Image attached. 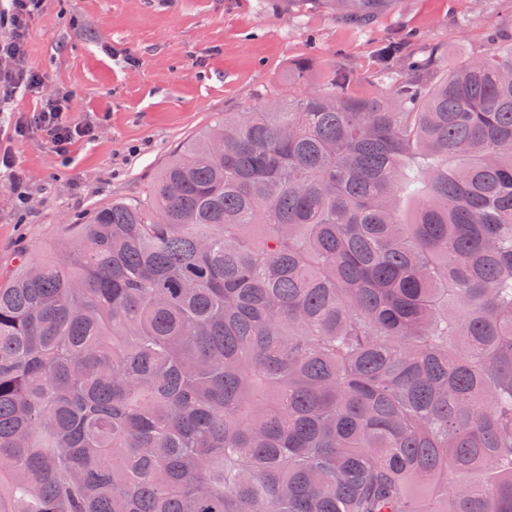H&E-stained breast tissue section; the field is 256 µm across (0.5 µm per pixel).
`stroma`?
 Instances as JSON below:
<instances>
[{"label": "stroma", "instance_id": "1", "mask_svg": "<svg viewBox=\"0 0 512 512\" xmlns=\"http://www.w3.org/2000/svg\"><path fill=\"white\" fill-rule=\"evenodd\" d=\"M497 29L512 31V0H402L364 29L313 0L291 10L281 0H45L28 39L43 93L13 109L63 96L70 119L96 136L61 155L37 131L11 142L27 181L19 193L0 177V267L62 243L102 204L144 197L160 166L219 114L285 93L300 59L311 61L307 89L342 67L352 92L371 96L372 50L387 35L418 33L446 70Z\"/></svg>", "mask_w": 512, "mask_h": 512}]
</instances>
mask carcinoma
Segmentation results:
<instances>
[{"instance_id":"1","label":"carcinoma","mask_w":512,"mask_h":512,"mask_svg":"<svg viewBox=\"0 0 512 512\" xmlns=\"http://www.w3.org/2000/svg\"><path fill=\"white\" fill-rule=\"evenodd\" d=\"M438 55L298 61L0 275V512H512V34Z\"/></svg>"}]
</instances>
